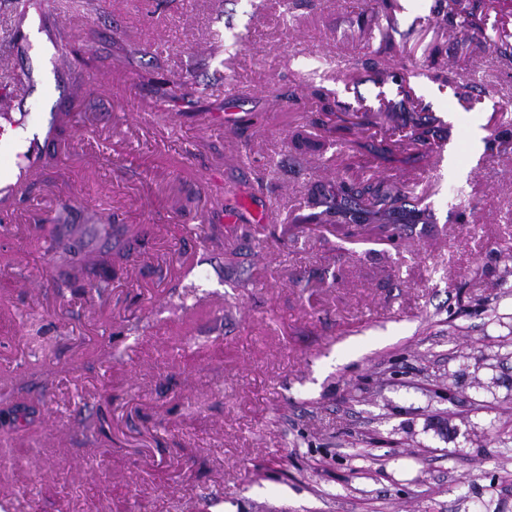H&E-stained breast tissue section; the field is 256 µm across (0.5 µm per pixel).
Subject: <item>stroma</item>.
<instances>
[{"label":"stroma","mask_w":512,"mask_h":512,"mask_svg":"<svg viewBox=\"0 0 512 512\" xmlns=\"http://www.w3.org/2000/svg\"><path fill=\"white\" fill-rule=\"evenodd\" d=\"M36 3L47 29L0 0V95L24 136L71 121L0 223V407L37 410L0 425V503L512 512V6L461 0L463 29L444 0ZM161 77L193 89L164 102ZM325 98L380 124L329 143ZM416 112L438 153L368 152ZM299 127L327 149L296 151ZM475 128L495 149L471 151ZM352 180L412 189L434 228L385 244L301 224L312 190ZM62 205L148 234L102 295L53 286L35 227ZM467 420L470 441L436 437Z\"/></svg>","instance_id":"obj_1"}]
</instances>
